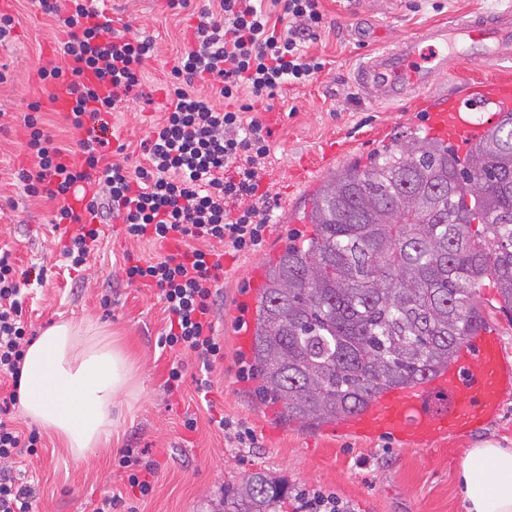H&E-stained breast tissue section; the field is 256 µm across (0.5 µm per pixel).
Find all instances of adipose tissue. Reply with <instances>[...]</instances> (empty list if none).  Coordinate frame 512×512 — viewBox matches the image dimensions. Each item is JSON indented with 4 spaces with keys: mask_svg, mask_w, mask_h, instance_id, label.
<instances>
[{
    "mask_svg": "<svg viewBox=\"0 0 512 512\" xmlns=\"http://www.w3.org/2000/svg\"><path fill=\"white\" fill-rule=\"evenodd\" d=\"M131 381L120 347L93 324H55L27 348L19 386L26 417L75 455L108 442L112 407ZM464 512H512V448L469 449L461 463Z\"/></svg>",
    "mask_w": 512,
    "mask_h": 512,
    "instance_id": "1",
    "label": "adipose tissue"
}]
</instances>
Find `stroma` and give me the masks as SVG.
Listing matches in <instances>:
<instances>
[{
  "label": "stroma",
  "mask_w": 512,
  "mask_h": 512,
  "mask_svg": "<svg viewBox=\"0 0 512 512\" xmlns=\"http://www.w3.org/2000/svg\"><path fill=\"white\" fill-rule=\"evenodd\" d=\"M321 7L328 26L310 51L325 60V68L313 82L285 88L275 100V116L266 120L271 156L262 182L274 216L265 241L257 252L224 255V283L213 310L224 356L204 373L193 355H183L185 379L172 392L166 379L173 357L157 343L167 321L164 304L154 289L128 284L122 272L127 259L154 260L166 247L129 238L120 220L112 219L88 265L67 269L64 234L51 223L55 202L28 196L13 177L32 164L24 116L28 102L46 97L38 76L48 60L43 47L63 34L33 0H11L14 27L0 41V65L8 71L0 83V249L33 274L22 307L34 334L64 320L97 324L125 349L133 369V392L116 400L118 424L109 443L77 458L44 430L36 454L19 458L14 472L33 487L34 512H92L107 491L122 494L136 512H212L225 490L259 471L279 480L289 495L321 490L355 512H462L458 472L467 451L486 442L512 448V395L477 431L443 437L429 449L287 420L281 405L262 398L248 352L237 345L235 331L252 314L238 301L253 290L255 270L302 230L297 215L311 191L334 169L366 164L383 140L425 127L424 113L410 106L375 105L362 97L356 73L364 57L438 22L512 11V0H321ZM112 10L130 36L151 38L155 45L144 64V100L112 114V129L132 169L143 161L141 141L168 106V75L188 45L194 18L189 10L170 9L168 0H112ZM330 143L337 149L328 163L323 148ZM106 297L111 307H103ZM475 301L512 362V313L500 310L492 282L477 289ZM202 377L211 385L204 395L196 389ZM223 417L250 426L255 447H236L217 425ZM190 418L196 421L192 430L185 426ZM125 448L147 449L156 462L149 496L124 480L118 459Z\"/></svg>",
  "instance_id": "obj_1"
}]
</instances>
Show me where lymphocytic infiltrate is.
I'll list each match as a JSON object with an SVG mask.
<instances>
[{
  "instance_id": "1",
  "label": "lymphocytic infiltrate",
  "mask_w": 512,
  "mask_h": 512,
  "mask_svg": "<svg viewBox=\"0 0 512 512\" xmlns=\"http://www.w3.org/2000/svg\"><path fill=\"white\" fill-rule=\"evenodd\" d=\"M37 2L67 33L62 54L74 61L70 67L44 65L38 75L46 85L67 81L74 106L66 119L80 137L72 149L55 142L44 127L41 101L31 102L24 125L33 164L19 168L16 177L29 195L58 202V225L75 224L66 200L78 183L96 179L97 190L86 204L89 214L121 218L130 238L173 244L158 261L127 265L124 274L128 283L155 289L165 305L168 321L158 344L174 357L166 385L177 390L183 382L180 355L194 353L207 368L223 354L211 317L224 265L209 244L218 241L237 253L262 245L270 217L262 205L267 193L261 174L271 130L254 111L259 106L272 111L283 88L307 84L324 69L322 59L305 48L326 26L320 0H269L265 6L218 0V10H199L193 45L170 72L169 108L142 141L146 161L132 172L105 161L111 145L107 116L139 85L153 42L92 22L82 5ZM87 71L93 82L84 81ZM205 85L219 93L223 106L202 93ZM21 284L1 256L0 376L14 380L31 342L22 319ZM18 401L17 391L0 395V512L33 509L32 487L9 468L18 456L35 453L40 441L37 430L25 433L11 424ZM118 466L141 496L152 492L157 464L144 451L124 449Z\"/></svg>"
}]
</instances>
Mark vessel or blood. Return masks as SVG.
Segmentation results:
<instances>
[{
  "instance_id": "vessel-or-blood-1",
  "label": "vessel or blood",
  "mask_w": 512,
  "mask_h": 512,
  "mask_svg": "<svg viewBox=\"0 0 512 512\" xmlns=\"http://www.w3.org/2000/svg\"><path fill=\"white\" fill-rule=\"evenodd\" d=\"M473 63L496 69V76L429 106L427 116L431 133L472 144L493 111L512 109L511 14L465 15L415 33L369 56L357 83L369 101L414 104L423 101L435 71ZM511 391L512 366L501 356L498 334L483 328L459 347L448 369L420 387L384 392L368 409L350 417L346 429L365 438L385 434L427 447L442 436L478 428L498 413Z\"/></svg>"
}]
</instances>
